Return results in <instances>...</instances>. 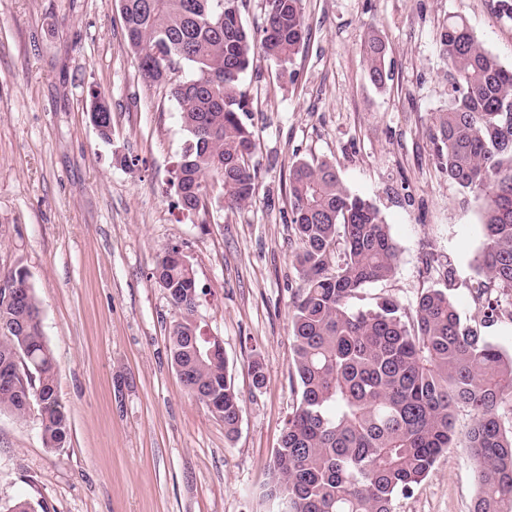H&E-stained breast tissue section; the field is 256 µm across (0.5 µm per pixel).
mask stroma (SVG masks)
<instances>
[{
    "label": "stroma",
    "mask_w": 512,
    "mask_h": 512,
    "mask_svg": "<svg viewBox=\"0 0 512 512\" xmlns=\"http://www.w3.org/2000/svg\"><path fill=\"white\" fill-rule=\"evenodd\" d=\"M310 39L294 81L255 59L259 196L232 208L177 206L187 138L164 84L145 81L114 0H0V271L24 267L40 301L42 334L58 365L68 416L65 447H45L37 411L0 413V503L49 512H288L259 491L297 401L290 315L300 289L290 226L294 161L335 165L348 190L379 209L400 249L394 275L360 303L412 307L449 287L464 324L512 353V318L484 324L475 296L484 246L483 201L437 165L432 133L448 107L441 34L462 16L484 47L512 64V20L490 0H303ZM384 38L390 78L369 79L362 45ZM105 92L112 138L89 117ZM132 157V166L117 164ZM192 265L194 313L219 337L242 400L234 439L193 398L172 363L168 330L180 314L153 277L168 246ZM266 382L254 388L248 364ZM467 448L440 455L396 495L393 512H473Z\"/></svg>",
    "instance_id": "35a3bbf8"
}]
</instances>
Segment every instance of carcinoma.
Here are the masks:
<instances>
[{"mask_svg": "<svg viewBox=\"0 0 512 512\" xmlns=\"http://www.w3.org/2000/svg\"><path fill=\"white\" fill-rule=\"evenodd\" d=\"M141 76L172 81L188 139L176 171L181 210L208 209L218 186L232 207L256 199L250 160L254 133L241 114L250 93L243 77L260 55L279 78L306 44L310 29L302 0H265L263 25L243 23L241 0H115ZM450 101L436 119V160L459 187L483 196L484 321L501 313L492 290L512 294V65L477 40L465 20L448 18L442 34ZM371 81L385 84L386 45L376 31L364 44ZM90 119L112 135L105 96L91 93ZM291 225L299 242L294 264L301 287L291 315L292 376L299 401L270 464L266 495L288 500L289 512H392L396 494L424 480L437 457L454 447L455 421L466 432L477 474L473 512L512 505V354L462 325L447 288H427L406 310L384 297L369 308L353 304L367 284L389 280L399 247L380 211L353 195L327 161H296L288 177ZM165 250L153 272L180 312L169 331L173 364L203 405L224 395L226 436L238 431L242 404L224 357L197 358L199 329L187 293L198 292L192 268ZM40 305L27 272L0 275V372L13 371L16 391L0 390V411L24 418L38 406L43 442L62 448L68 417L57 391V367L44 340ZM3 512H48L19 498Z\"/></svg>", "mask_w": 512, "mask_h": 512, "instance_id": "carcinoma-1", "label": "carcinoma"}]
</instances>
